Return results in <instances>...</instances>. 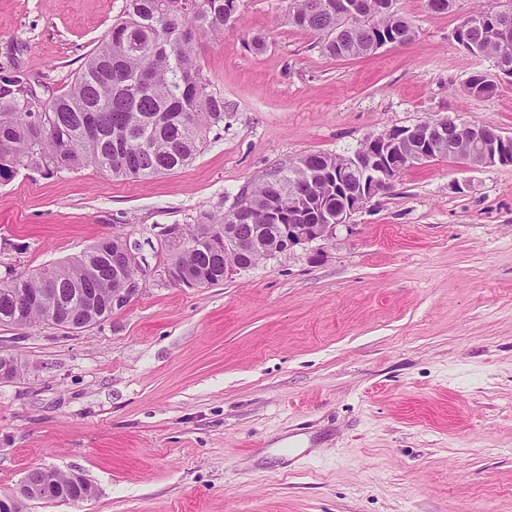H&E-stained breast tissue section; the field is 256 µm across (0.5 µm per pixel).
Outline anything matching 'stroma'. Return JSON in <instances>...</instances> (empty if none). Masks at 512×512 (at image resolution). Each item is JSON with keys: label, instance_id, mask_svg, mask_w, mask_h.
Here are the masks:
<instances>
[{"label": "stroma", "instance_id": "1", "mask_svg": "<svg viewBox=\"0 0 512 512\" xmlns=\"http://www.w3.org/2000/svg\"><path fill=\"white\" fill-rule=\"evenodd\" d=\"M485 0H399L408 44L336 59L288 0H237L199 63L224 127L149 180L89 166L0 179V276L107 236L148 264L163 231L224 211L309 152L440 116L512 134V79L457 25ZM125 0H0V91L39 110L66 91ZM262 35L263 50L251 39ZM0 495L30 470L83 476L81 503L23 512H512V166L404 170L334 239L205 288L147 281L73 331L0 324Z\"/></svg>", "mask_w": 512, "mask_h": 512}]
</instances>
